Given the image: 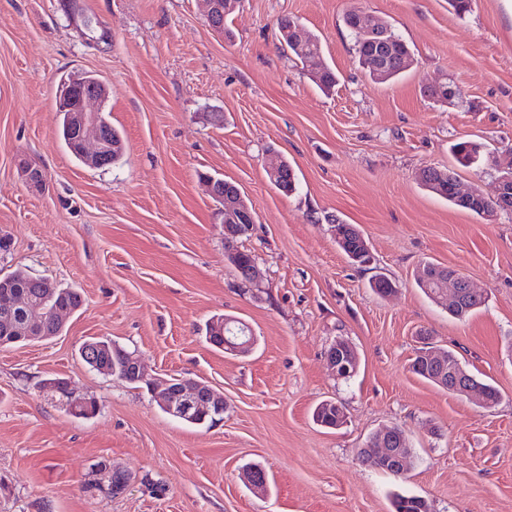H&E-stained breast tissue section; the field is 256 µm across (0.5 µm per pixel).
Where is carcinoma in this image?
<instances>
[{"instance_id":"1","label":"carcinoma","mask_w":512,"mask_h":512,"mask_svg":"<svg viewBox=\"0 0 512 512\" xmlns=\"http://www.w3.org/2000/svg\"><path fill=\"white\" fill-rule=\"evenodd\" d=\"M355 10H349L344 16V23L350 31L354 41L355 59L365 74L376 83H390L400 79L413 65L410 58L413 52L406 42L395 31H390L391 41L380 42L369 36V31L360 27L355 20ZM298 21L292 17H282L277 22V28L282 43L288 47L291 54L300 62L302 70L314 77L317 86L326 93H331L338 83V78L333 68L326 62L324 51L320 40L309 37L306 47L298 46L294 39L292 28ZM373 55H381L387 60V69L384 76L379 77L365 67L367 58ZM99 121L112 145L110 163L120 159L124 150V140L120 132L112 127L108 115L101 113ZM59 134L71 155L82 161L80 153L76 150V136L74 128L70 125V115L67 112L60 113ZM452 154L455 161L462 167L469 168L484 163L497 165V160L491 156L481 154V146L471 142H459L453 145ZM443 170L427 166L416 174L418 183L424 188L435 193L448 201L449 204L476 215L480 214L477 209L457 201L454 196L448 193L447 180L442 177ZM336 243L343 251L350 262L362 264L364 251L363 235L352 224H346L340 220L336 221ZM417 286L425 295L442 308H447L445 298L440 296V290L447 287V268L424 262L419 265L415 274ZM15 294H25L31 297L41 309L52 310L56 307H68L78 310L82 306V297L75 288H61L57 285L47 288L33 280V276L26 271L15 270L0 277V301ZM90 347L95 353V359L107 366L124 365V360L112 357V342L108 340H92ZM394 512H430L428 502L417 496L399 495L394 499Z\"/></svg>"}]
</instances>
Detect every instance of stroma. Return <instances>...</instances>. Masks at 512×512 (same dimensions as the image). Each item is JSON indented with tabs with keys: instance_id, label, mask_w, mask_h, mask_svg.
Returning a JSON list of instances; mask_svg holds the SVG:
<instances>
[{
	"instance_id": "1",
	"label": "stroma",
	"mask_w": 512,
	"mask_h": 512,
	"mask_svg": "<svg viewBox=\"0 0 512 512\" xmlns=\"http://www.w3.org/2000/svg\"><path fill=\"white\" fill-rule=\"evenodd\" d=\"M0 0V276L17 269L79 289L60 336L0 348V512H393V494L431 512H512V212L486 220L421 187L427 166L492 192L496 169L456 165L468 140L512 162V13L505 0H240L211 28L203 0ZM354 7L385 21L414 64L377 84L355 63L343 23ZM93 30L82 25L83 16ZM320 38L339 83L325 95L279 40L280 17ZM96 74L124 139L106 168L79 163L58 132L63 81ZM435 82L463 97L441 104ZM298 177L286 196L269 181L273 155ZM43 186L26 183L24 166ZM235 182L255 213L242 238L261 277L244 282L225 256L224 226L205 176ZM367 239L353 266L329 218ZM460 271L485 296L457 320L415 284L423 262ZM397 284L383 298L372 274ZM226 315L256 342L245 356L205 340ZM454 350L501 399L474 406L410 372L420 345ZM104 338L155 377L207 381L223 422H182L124 380L90 368L80 347ZM359 355L336 378V339ZM94 398L89 419L48 400L43 380ZM324 400L344 424L312 419ZM385 426L407 434L404 477L356 456ZM128 475L104 493L108 471ZM262 468L265 495L242 473Z\"/></svg>"
}]
</instances>
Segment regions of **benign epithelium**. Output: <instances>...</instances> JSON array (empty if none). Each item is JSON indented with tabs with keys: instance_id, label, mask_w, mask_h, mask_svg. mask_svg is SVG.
Instances as JSON below:
<instances>
[{
	"instance_id": "benign-epithelium-1",
	"label": "benign epithelium",
	"mask_w": 512,
	"mask_h": 512,
	"mask_svg": "<svg viewBox=\"0 0 512 512\" xmlns=\"http://www.w3.org/2000/svg\"><path fill=\"white\" fill-rule=\"evenodd\" d=\"M206 20L208 24L224 12V8L232 7L234 0H205ZM105 95L99 89L89 86L80 80L72 82L66 87L59 98L61 110L70 113L72 125L77 134L79 150L85 162L91 166H101L109 157L110 145L106 141L100 126L98 116L105 108ZM443 178L448 180V191L461 199L464 203L484 204L491 200L496 207H512V178L499 179L494 186L492 195L485 194L480 188L472 187L463 190L457 177L446 172ZM245 225L238 223L233 215L224 217V245L225 253L229 257H236L237 239L243 235ZM473 301L483 298L471 284V281L458 271L448 274V309L463 314L466 307L463 305L465 297ZM13 303L7 302L0 308V329L4 333L15 336L20 342L24 337L19 335L17 325L12 322ZM244 335L232 338L223 336V347L236 354L249 353L254 344L255 336L248 326H243ZM113 353L127 360L131 366L136 380L145 383L148 387L151 401L159 402L174 417L193 421L197 418H211L217 423L224 420V409L219 407L222 397L214 388L196 379L174 378L164 384H159L143 365L140 358L129 354L121 348L113 349ZM420 355L431 362L436 370L433 379L449 392L463 396L469 401L485 408L492 407L487 400L486 387L470 376L465 369L433 350H423ZM327 364L331 371L340 378L353 374L358 367V355L355 347L347 340L338 339L327 353ZM404 444V435L395 426H387L376 432L370 441L359 449V458L375 465L382 463L389 466L388 472L395 476H402L407 472L408 455L402 452L400 446Z\"/></svg>"
}]
</instances>
